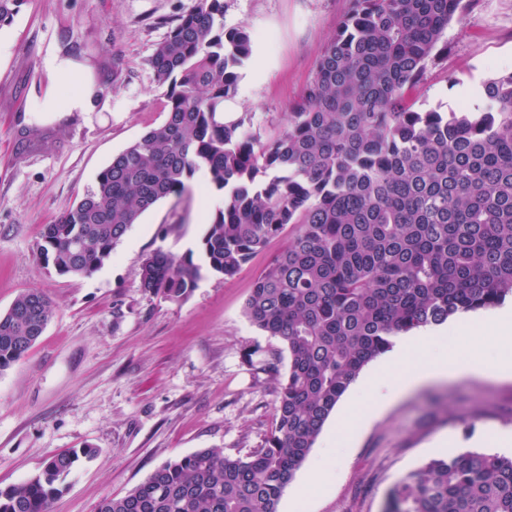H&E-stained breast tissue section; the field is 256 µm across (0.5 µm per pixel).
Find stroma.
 <instances>
[{"label": "stroma", "mask_w": 512, "mask_h": 512, "mask_svg": "<svg viewBox=\"0 0 512 512\" xmlns=\"http://www.w3.org/2000/svg\"><path fill=\"white\" fill-rule=\"evenodd\" d=\"M193 0H24L0 28V312L28 289L52 315L38 342L0 371V489L38 473L52 453L86 446L51 512H97L167 461L201 448L243 456L275 428L273 382L262 365L283 345L253 326L244 304L285 247L269 241L233 276L204 274L173 302L145 293L144 259L198 250L206 231L190 187L144 212L100 277L64 276L37 259L43 225L92 187L113 156L166 117L149 64ZM349 0H224L225 28H247L232 118L269 137L284 126ZM75 60L100 86L97 110L47 119L22 144L25 114L49 82L48 55ZM512 70V0H471L445 30L414 90L415 107L477 106L482 83ZM328 419L284 491L278 512H386L390 489L433 459L493 452L486 435L512 432V381L463 378L421 387L327 447Z\"/></svg>", "instance_id": "obj_1"}]
</instances>
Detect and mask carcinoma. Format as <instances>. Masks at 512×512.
<instances>
[{
    "label": "carcinoma",
    "instance_id": "cac0c4a2",
    "mask_svg": "<svg viewBox=\"0 0 512 512\" xmlns=\"http://www.w3.org/2000/svg\"><path fill=\"white\" fill-rule=\"evenodd\" d=\"M24 0H0V28ZM336 35L274 137L244 116L218 120L237 93L251 33L224 29V0H194L150 64L167 114L44 225L39 259L61 275L100 268L130 225L206 173L224 195L201 261L161 248L141 288L185 299L203 271L231 276L273 238L285 249L246 300L250 323L288 352L275 380V431L245 456L203 448L157 468L98 512H278L340 398L394 338L512 300V71L482 84V105L414 109L412 90L464 0H350ZM39 290L0 313V370L42 336ZM92 449L54 453L0 491V512H50L65 477ZM387 512H512V455L433 459L392 490Z\"/></svg>",
    "mask_w": 512,
    "mask_h": 512
}]
</instances>
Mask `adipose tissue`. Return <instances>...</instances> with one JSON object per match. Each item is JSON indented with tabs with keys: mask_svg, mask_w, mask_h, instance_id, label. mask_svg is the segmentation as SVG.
<instances>
[{
	"mask_svg": "<svg viewBox=\"0 0 512 512\" xmlns=\"http://www.w3.org/2000/svg\"><path fill=\"white\" fill-rule=\"evenodd\" d=\"M45 70L50 86L44 98L32 105L30 113L33 119L61 118L74 112L96 110L98 93L70 57L51 55L46 61ZM457 327L473 341L482 335L500 337L502 357L496 377L500 380L512 379V307H499L480 316L471 313L459 316ZM484 371V365L478 361L459 363L449 351L430 355L424 364L404 374L377 376L373 389L374 410L383 412L422 386L449 379L480 377Z\"/></svg>",
	"mask_w": 512,
	"mask_h": 512,
	"instance_id": "1",
	"label": "adipose tissue"
}]
</instances>
